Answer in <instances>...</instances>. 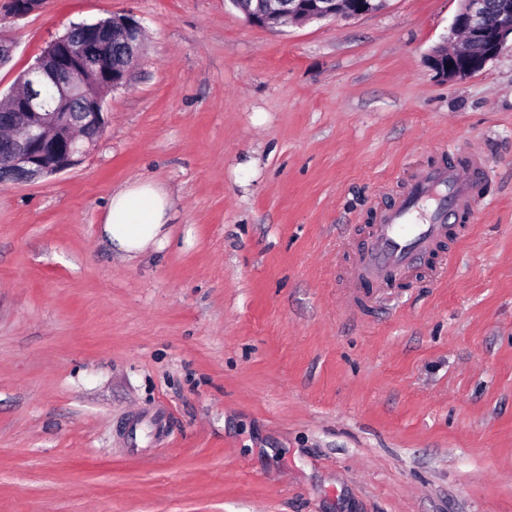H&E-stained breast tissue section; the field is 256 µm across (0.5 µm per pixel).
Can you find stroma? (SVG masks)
Wrapping results in <instances>:
<instances>
[{
	"instance_id": "obj_1",
	"label": "stroma",
	"mask_w": 512,
	"mask_h": 512,
	"mask_svg": "<svg viewBox=\"0 0 512 512\" xmlns=\"http://www.w3.org/2000/svg\"><path fill=\"white\" fill-rule=\"evenodd\" d=\"M5 5L0 98L73 24L146 44L77 166L0 183V512H512V46L436 75L459 0ZM465 152L464 235L347 304L378 213ZM136 181L168 236L127 260L102 216ZM266 13H252L245 15L248 22L265 27L270 24V15H281L283 13L288 16H295L297 22H306L313 20L336 19L338 17H356L371 13L379 7L373 4L372 0H291L294 4L288 3V10L276 2L280 0H270ZM312 1V2H308ZM347 4V5H345ZM309 5H316L309 8ZM118 19L123 29L121 43L125 44L128 52H131L134 57H138L137 49L144 31L142 24L135 20L132 15L121 16Z\"/></svg>"
}]
</instances>
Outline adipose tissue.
Segmentation results:
<instances>
[{"label":"adipose tissue","instance_id":"ef3b65f1","mask_svg":"<svg viewBox=\"0 0 512 512\" xmlns=\"http://www.w3.org/2000/svg\"><path fill=\"white\" fill-rule=\"evenodd\" d=\"M168 205L166 194L149 183L117 190L109 199L103 232L114 249L135 258L162 242Z\"/></svg>","mask_w":512,"mask_h":512}]
</instances>
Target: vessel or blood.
Wrapping results in <instances>:
<instances>
[{"label":"vessel or blood","instance_id":"b4317fda","mask_svg":"<svg viewBox=\"0 0 512 512\" xmlns=\"http://www.w3.org/2000/svg\"><path fill=\"white\" fill-rule=\"evenodd\" d=\"M484 172L485 161L476 153L418 172L404 195L373 225L369 244L352 267V283L370 281L385 288L405 281L460 214L474 213Z\"/></svg>","mask_w":512,"mask_h":512}]
</instances>
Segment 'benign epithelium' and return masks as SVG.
I'll return each mask as SVG.
<instances>
[{
  "mask_svg": "<svg viewBox=\"0 0 512 512\" xmlns=\"http://www.w3.org/2000/svg\"><path fill=\"white\" fill-rule=\"evenodd\" d=\"M42 0H9L7 12L23 16L37 10ZM378 9L372 0H292L284 7L272 0L264 13L247 16L256 26L270 24L269 16L283 13L299 22L356 17ZM122 43L137 54L144 28L133 16L119 17ZM451 33L464 36L463 43L448 53L439 49L427 58L432 70L442 78L456 80L481 70L512 42V0H460ZM112 31L91 29L73 47L60 37L26 70V86L9 107L0 111V126L13 135L0 142L7 158V177L27 181L65 171L80 161L97 142L105 126L103 100L90 99L78 109L70 102L81 73L99 75L120 87L113 70H104L100 60L111 47Z\"/></svg>",
  "mask_w": 512,
  "mask_h": 512,
  "instance_id": "7a95c632",
  "label": "benign epithelium"
}]
</instances>
